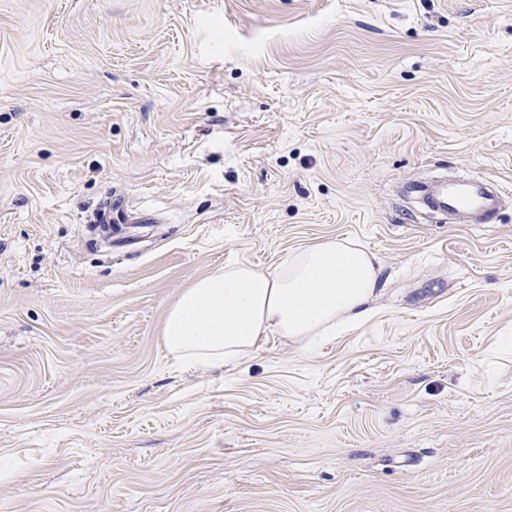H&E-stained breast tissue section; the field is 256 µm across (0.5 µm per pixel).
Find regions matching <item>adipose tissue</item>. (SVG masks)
<instances>
[{"label": "adipose tissue", "instance_id": "obj_1", "mask_svg": "<svg viewBox=\"0 0 512 512\" xmlns=\"http://www.w3.org/2000/svg\"><path fill=\"white\" fill-rule=\"evenodd\" d=\"M381 274L379 259L345 238L307 246L273 271L228 264L181 294L166 315L163 343L188 366L219 369L270 333L328 336L369 314Z\"/></svg>", "mask_w": 512, "mask_h": 512}]
</instances>
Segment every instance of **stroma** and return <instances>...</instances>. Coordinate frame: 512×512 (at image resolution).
<instances>
[{
  "instance_id": "35a3bbf8",
  "label": "stroma",
  "mask_w": 512,
  "mask_h": 512,
  "mask_svg": "<svg viewBox=\"0 0 512 512\" xmlns=\"http://www.w3.org/2000/svg\"><path fill=\"white\" fill-rule=\"evenodd\" d=\"M444 170L494 223L401 195ZM333 238L367 320L168 356L196 279ZM505 336L512 0H0V512H512ZM424 199L429 207L448 213L451 224H488L501 210L502 194L487 181L448 176L436 180Z\"/></svg>"
}]
</instances>
